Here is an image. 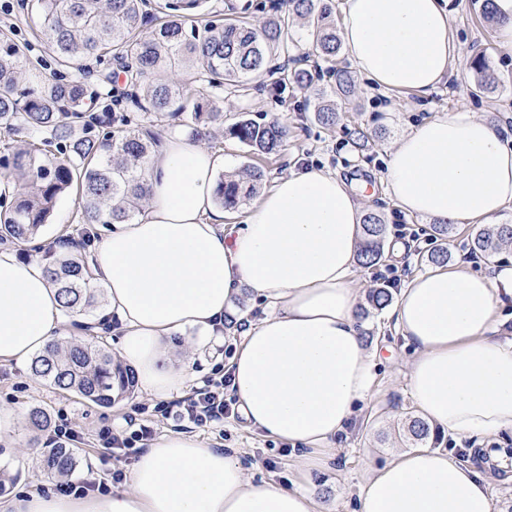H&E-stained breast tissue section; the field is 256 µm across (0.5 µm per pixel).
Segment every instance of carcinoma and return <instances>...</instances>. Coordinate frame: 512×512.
<instances>
[{"label": "carcinoma", "mask_w": 512, "mask_h": 512, "mask_svg": "<svg viewBox=\"0 0 512 512\" xmlns=\"http://www.w3.org/2000/svg\"><path fill=\"white\" fill-rule=\"evenodd\" d=\"M145 0H29L28 9L41 20L51 51L63 65L89 58L109 57L131 88L127 97L150 122H185L192 139H213L218 126L224 136L262 154L275 155L285 129L261 115L240 112L224 124L217 100L197 86L236 88L251 75L268 69L270 57L287 52L293 43L292 27L300 21L318 57L335 60L342 40L334 18V0H286L287 10L269 18L259 28L242 20L211 15L201 26L207 0H165L164 19L148 25ZM471 68L477 86L494 88L487 74L485 54L475 55ZM333 95L355 93L352 73L332 69ZM312 72L294 67L274 83L278 95L289 88L307 91ZM86 85L79 80L45 83L16 43L11 30L0 29V128L45 132L47 154L33 143L24 147L4 144L12 161L0 165V184L20 187L9 206L0 210V240L31 242L49 220L58 197L72 189L78 195V222L66 231L67 249L54 256L47 272L68 315L93 313L103 302V289L89 286L86 248L93 236L91 225L131 224L146 201V163L159 145V133L149 127L130 126L126 118L112 130L85 112ZM315 119L333 126L339 120L336 100L317 89L312 93ZM264 180L259 168L219 176L216 200L228 211L246 204ZM363 241L358 260L369 267L383 256L385 219L370 211L362 221ZM473 249L494 253L512 246V224L478 231ZM389 286L374 288L369 305L382 311L392 301ZM34 374L54 387L108 407L134 391V375L109 351L89 343L66 341L49 346L32 361ZM407 431L416 444L428 441V423L409 420ZM42 470L59 478L77 467L74 449L53 447L40 460Z\"/></svg>", "instance_id": "cac0c4a2"}]
</instances>
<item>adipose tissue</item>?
Instances as JSON below:
<instances>
[{"mask_svg":"<svg viewBox=\"0 0 512 512\" xmlns=\"http://www.w3.org/2000/svg\"><path fill=\"white\" fill-rule=\"evenodd\" d=\"M453 0H343L348 59L373 86L419 95L437 89L459 53ZM224 159L166 137L147 162V208L95 244L101 317L141 393L186 387L172 338L194 351L223 335L244 293L265 311L248 322L224 367L249 428L288 443L296 478L255 483L223 449L191 434L159 437L137 455L128 482L83 497L22 490L0 512H331L304 484L323 471L360 404L373 396L379 346H367L355 271L358 198L366 183L305 165L262 192L241 224L216 205ZM409 215L492 224L512 205V142L468 108L435 114L388 150L380 180ZM41 258L0 250V364H21L77 334ZM512 304V263L492 272L437 265L404 282L390 317L411 349L406 374L419 416L483 449L512 433V340L499 337ZM487 473L438 448L417 447L370 468L357 512H492Z\"/></svg>","mask_w":512,"mask_h":512,"instance_id":"1","label":"adipose tissue"}]
</instances>
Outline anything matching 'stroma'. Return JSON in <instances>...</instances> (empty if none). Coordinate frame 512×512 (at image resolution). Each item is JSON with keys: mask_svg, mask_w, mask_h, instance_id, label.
Masks as SVG:
<instances>
[{"mask_svg": "<svg viewBox=\"0 0 512 512\" xmlns=\"http://www.w3.org/2000/svg\"><path fill=\"white\" fill-rule=\"evenodd\" d=\"M455 6L453 30L465 52L454 66L453 78L438 92L427 96L410 92L388 94L374 89L359 75L355 78L356 95L340 103L341 119L332 127L315 120L303 94L279 98L267 80L227 89L222 94L225 122H232L241 112H259L288 129L283 150L272 159L216 134L213 143L224 156L227 171L261 168L265 174L263 184L268 187L287 174L293 164L314 163L367 182L369 188L360 201L362 210H374L384 217L388 237L413 240L414 247L403 260L386 256L377 265L359 267L358 286L364 291L396 279L406 280L429 269L426 256L437 246L429 235L430 219L399 211L379 184L389 147L411 126L461 106L477 112L499 127L505 136L512 137V55L498 48L495 26L482 18L478 0H455ZM5 26L13 27L17 43L25 49L43 79L85 81L94 115L107 121L124 115L133 123L144 122L143 112L131 102L117 100V90L125 86L123 80L106 84L99 81V74L108 71V63L90 60L65 68L56 63L40 20L27 13L23 0H0V27ZM479 51L485 53L489 71L495 78L494 89L486 93L476 90L470 69V62ZM300 61L316 71L319 87H330V62L317 57L304 28L298 27L289 52L274 56L270 66L275 78L281 79ZM358 128L375 132L372 148L354 147V131ZM259 312L255 303L244 299L237 302L232 312L234 320L225 328L223 336L214 338L204 351L191 355V385H198L213 375L217 365L226 363L233 354L234 339L240 337L244 328L242 316L254 317ZM364 335L368 343L391 347L394 358L378 363L375 395L358 411L348 434L339 437L331 462V477L316 473L307 483L308 490L316 497L326 498L333 512H355L357 492L368 469L385 464L400 452L402 442L398 431L406 418L415 413L405 388L409 352L404 349L403 339L388 313L366 317ZM0 402L18 407L22 414L13 435L0 440V467L17 473L16 487L26 490L54 491L59 486L58 480L43 472L38 464L40 456L49 448L50 434L31 431L26 420L31 409L45 410L54 423L67 419L76 435L75 477L91 480L107 490L115 486L116 473H129L135 457L104 448L99 440L103 426H111L117 433L132 421L149 426L156 437L175 430L172 421L156 412L155 401L143 395H131L108 408L98 407L76 394L53 389L36 377L27 363L0 365ZM196 434L204 446L221 448L234 455L253 481L285 484L294 476V455L287 443L247 429L240 415L226 417L218 428L197 429Z\"/></svg>", "mask_w": 512, "mask_h": 512, "instance_id": "stroma-1", "label": "stroma"}]
</instances>
